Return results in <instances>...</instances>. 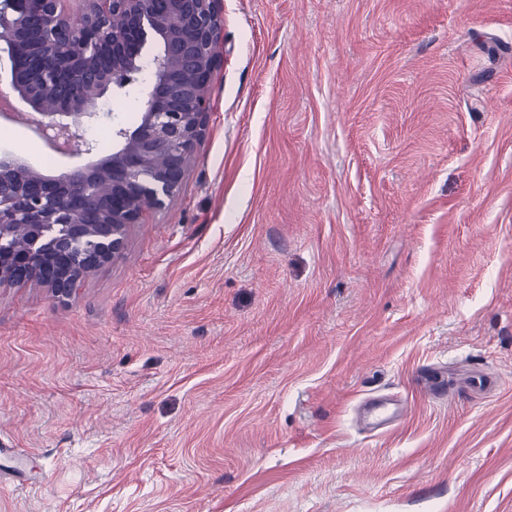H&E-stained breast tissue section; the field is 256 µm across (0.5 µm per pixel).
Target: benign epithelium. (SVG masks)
I'll return each mask as SVG.
<instances>
[{"instance_id":"1","label":"benign epithelium","mask_w":512,"mask_h":512,"mask_svg":"<svg viewBox=\"0 0 512 512\" xmlns=\"http://www.w3.org/2000/svg\"><path fill=\"white\" fill-rule=\"evenodd\" d=\"M0 0L13 89L65 143L95 151L87 129L108 91L143 105L133 129L112 128V153L58 175L0 157V285L35 283L67 299L120 255L128 227L179 191L207 130V95L223 56L217 0ZM122 30H112V17ZM157 52L146 58L147 45ZM25 229L24 248H9Z\"/></svg>"}]
</instances>
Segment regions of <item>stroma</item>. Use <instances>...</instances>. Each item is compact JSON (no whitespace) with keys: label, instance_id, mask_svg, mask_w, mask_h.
I'll return each instance as SVG.
<instances>
[{"label":"stroma","instance_id":"stroma-1","mask_svg":"<svg viewBox=\"0 0 512 512\" xmlns=\"http://www.w3.org/2000/svg\"><path fill=\"white\" fill-rule=\"evenodd\" d=\"M219 15L177 195L71 299L0 286V512H512V0Z\"/></svg>","mask_w":512,"mask_h":512}]
</instances>
